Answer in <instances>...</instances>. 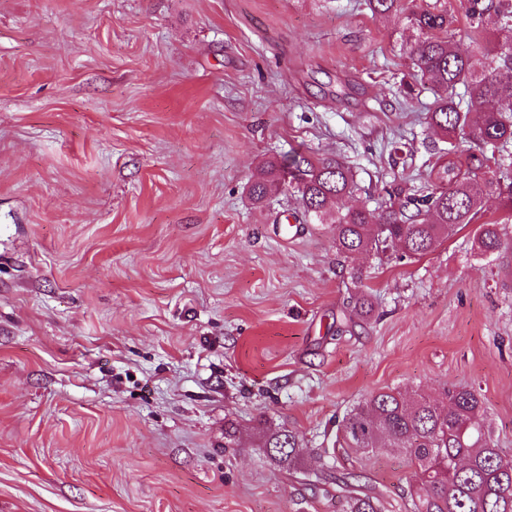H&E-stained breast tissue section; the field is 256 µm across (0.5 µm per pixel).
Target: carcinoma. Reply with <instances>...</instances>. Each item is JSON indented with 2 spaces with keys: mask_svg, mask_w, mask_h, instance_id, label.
Wrapping results in <instances>:
<instances>
[{
  "mask_svg": "<svg viewBox=\"0 0 512 512\" xmlns=\"http://www.w3.org/2000/svg\"><path fill=\"white\" fill-rule=\"evenodd\" d=\"M372 15L402 18L414 39L406 52L413 67L434 88L437 98L429 126L448 142L446 155L465 143V160L438 165L432 188L412 193L400 185L388 193L377 212L344 207L357 190L352 169L336 156L297 152L264 161L247 184L253 207L261 209L274 191L297 197L301 218L330 226L336 250L398 251L400 259H416L433 251L462 224L475 221L482 195L497 194L512 206V177L490 173L491 166L512 169V0H461L469 25L481 29L493 17L508 47H486L487 69L472 70L471 51L448 37L454 17L441 4L422 8L402 0H366ZM487 107L481 122H469V109ZM505 226L480 225L478 248L494 253L504 244ZM446 404L408 399L394 390L381 391L351 409L339 431L346 447L358 453L397 448L415 466L410 512H512V461L505 459L477 416L480 394L471 386L445 390ZM267 455L296 468L301 440L293 431L277 432L265 442ZM345 495V512H381L375 493L353 484Z\"/></svg>",
  "mask_w": 512,
  "mask_h": 512,
  "instance_id": "obj_1",
  "label": "carcinoma"
}]
</instances>
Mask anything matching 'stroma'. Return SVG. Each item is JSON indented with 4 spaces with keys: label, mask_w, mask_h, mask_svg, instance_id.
Masks as SVG:
<instances>
[{
    "label": "stroma",
    "mask_w": 512,
    "mask_h": 512,
    "mask_svg": "<svg viewBox=\"0 0 512 512\" xmlns=\"http://www.w3.org/2000/svg\"><path fill=\"white\" fill-rule=\"evenodd\" d=\"M407 37L363 0H0V512H344L340 472L407 512L405 456L337 438L387 389L476 388L512 459L502 199L498 252L466 224L400 261L245 196L297 150L352 167L350 207L427 187ZM267 455L279 462L288 463L289 468H298L302 459L301 440L293 431L277 432L265 442Z\"/></svg>",
    "instance_id": "stroma-1"
}]
</instances>
